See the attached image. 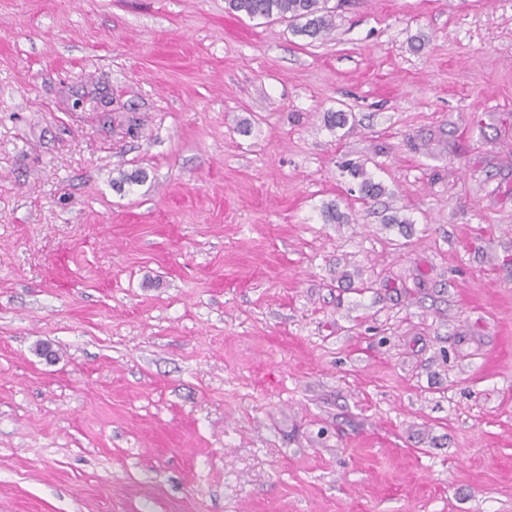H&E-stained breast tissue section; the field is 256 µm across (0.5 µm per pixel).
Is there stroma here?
Instances as JSON below:
<instances>
[{
  "label": "stroma",
  "instance_id": "35a3bbf8",
  "mask_svg": "<svg viewBox=\"0 0 512 512\" xmlns=\"http://www.w3.org/2000/svg\"><path fill=\"white\" fill-rule=\"evenodd\" d=\"M335 23L0 0V512H512V0ZM349 174L354 179H360L359 192L361 200H374L388 193V188L381 182H375L369 177L363 166L352 164L348 167Z\"/></svg>",
  "mask_w": 512,
  "mask_h": 512
}]
</instances>
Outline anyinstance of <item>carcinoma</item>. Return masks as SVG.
<instances>
[{
    "instance_id": "obj_1",
    "label": "carcinoma",
    "mask_w": 512,
    "mask_h": 512,
    "mask_svg": "<svg viewBox=\"0 0 512 512\" xmlns=\"http://www.w3.org/2000/svg\"><path fill=\"white\" fill-rule=\"evenodd\" d=\"M227 8L250 19H286L292 22L294 34L311 39L323 38L335 28V14L328 0H227ZM348 171L359 180L360 199L374 200L388 193V188L369 177L362 166L352 164Z\"/></svg>"
}]
</instances>
